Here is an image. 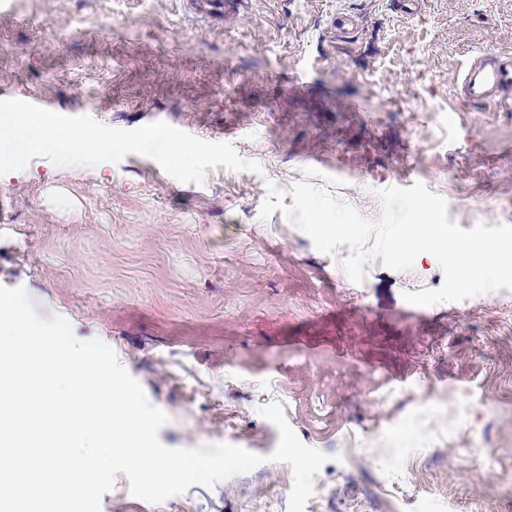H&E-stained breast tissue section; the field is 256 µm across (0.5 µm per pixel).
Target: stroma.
Instances as JSON below:
<instances>
[{
	"instance_id": "stroma-1",
	"label": "stroma",
	"mask_w": 512,
	"mask_h": 512,
	"mask_svg": "<svg viewBox=\"0 0 512 512\" xmlns=\"http://www.w3.org/2000/svg\"><path fill=\"white\" fill-rule=\"evenodd\" d=\"M0 0V100L39 96L65 116L133 130L162 121L233 145L259 172L183 183L130 154L94 168L44 158L0 176V285L38 314L98 338L169 416V447L224 442L264 464L152 504L117 474L101 512H287L289 464L270 463L281 403L306 446L328 454L309 512H363L360 488L398 512H512V305L502 292L415 306L435 258L393 271L340 267L274 212L267 181L326 187L368 219L379 190L420 182L468 197L463 229L512 224V90L474 103L460 76L512 54V0ZM458 419L496 470L474 482L452 458ZM381 429L369 440V429ZM359 441L362 468L332 461Z\"/></svg>"
}]
</instances>
